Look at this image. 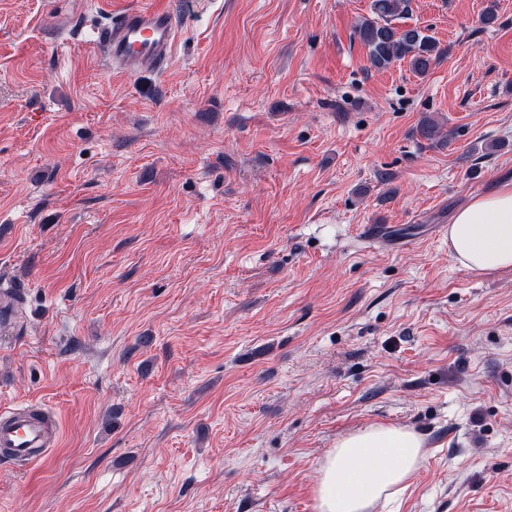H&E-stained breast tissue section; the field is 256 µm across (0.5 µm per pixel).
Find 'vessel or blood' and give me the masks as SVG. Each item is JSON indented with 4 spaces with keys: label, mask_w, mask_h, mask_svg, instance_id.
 I'll list each match as a JSON object with an SVG mask.
<instances>
[{
    "label": "vessel or blood",
    "mask_w": 512,
    "mask_h": 512,
    "mask_svg": "<svg viewBox=\"0 0 512 512\" xmlns=\"http://www.w3.org/2000/svg\"><path fill=\"white\" fill-rule=\"evenodd\" d=\"M178 40L171 9L159 0L110 14L97 49L112 72L132 75L160 72L170 62ZM58 421L43 405L28 403L0 409V462L27 471L58 444Z\"/></svg>",
    "instance_id": "vessel-or-blood-1"
}]
</instances>
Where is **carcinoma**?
<instances>
[{"label":"carcinoma","mask_w":512,"mask_h":512,"mask_svg":"<svg viewBox=\"0 0 512 512\" xmlns=\"http://www.w3.org/2000/svg\"><path fill=\"white\" fill-rule=\"evenodd\" d=\"M407 10V0H372V17L356 27L359 40L368 48L371 66L384 70L397 61H408L414 73L426 75L440 56L437 42L415 25L399 29L393 25Z\"/></svg>","instance_id":"1"}]
</instances>
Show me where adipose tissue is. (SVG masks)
Here are the masks:
<instances>
[{
  "instance_id": "adipose-tissue-1",
  "label": "adipose tissue",
  "mask_w": 512,
  "mask_h": 512,
  "mask_svg": "<svg viewBox=\"0 0 512 512\" xmlns=\"http://www.w3.org/2000/svg\"><path fill=\"white\" fill-rule=\"evenodd\" d=\"M448 248L475 272L512 269V182L475 196L448 224ZM422 436L407 426L367 424L337 439L314 484L315 512H371L403 489L424 460Z\"/></svg>"
}]
</instances>
